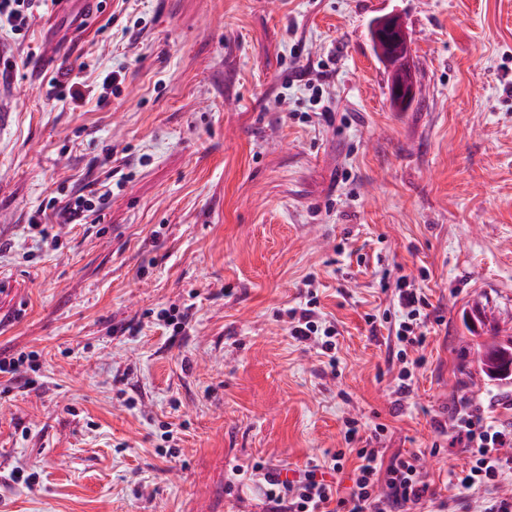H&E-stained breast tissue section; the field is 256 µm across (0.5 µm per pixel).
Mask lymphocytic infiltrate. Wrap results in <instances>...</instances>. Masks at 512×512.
Segmentation results:
<instances>
[{
    "label": "lymphocytic infiltrate",
    "mask_w": 512,
    "mask_h": 512,
    "mask_svg": "<svg viewBox=\"0 0 512 512\" xmlns=\"http://www.w3.org/2000/svg\"><path fill=\"white\" fill-rule=\"evenodd\" d=\"M393 305L398 360H406L407 349L422 345L430 319L429 302L408 277H400ZM288 333L298 342L325 337L326 349H333L337 335L333 325L322 319L316 298L289 309ZM440 440L460 445L468 455V470L458 483L466 489L485 490L484 512H512V498L496 496V486L512 474V424H505L480 409L464 404L456 408L450 423L435 422ZM385 430L375 426L362 448L356 449L357 464L349 491H341L336 480L343 469L344 451H336L326 471L308 469L295 472L293 480L282 482L276 473H265V500L271 512H415L430 495L424 475V455L410 451L384 460L377 444Z\"/></svg>",
    "instance_id": "obj_1"
}]
</instances>
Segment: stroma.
Listing matches in <instances>:
<instances>
[{
	"label": "stroma",
	"mask_w": 512,
	"mask_h": 512,
	"mask_svg": "<svg viewBox=\"0 0 512 512\" xmlns=\"http://www.w3.org/2000/svg\"><path fill=\"white\" fill-rule=\"evenodd\" d=\"M392 13L419 82L404 112L369 36ZM6 52L0 354L36 353L41 380L0 375V512H263L254 464H324L348 421L385 425L387 459L463 401L512 422V382L476 361L512 339V0H61L25 39L0 29ZM60 70L88 104L53 100ZM103 182L101 212L48 216L55 242L30 229ZM402 275L432 322L398 409ZM310 289L334 371L288 334ZM467 462L424 466L479 512L449 483Z\"/></svg>",
	"instance_id": "obj_1"
}]
</instances>
